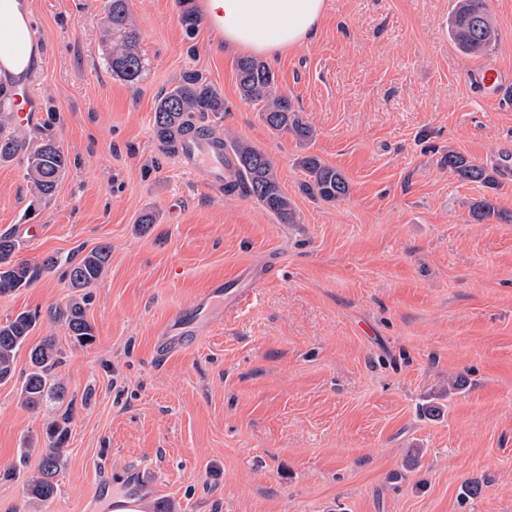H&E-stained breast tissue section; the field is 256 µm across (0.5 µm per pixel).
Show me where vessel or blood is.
<instances>
[{"label": "vessel or blood", "mask_w": 512, "mask_h": 512, "mask_svg": "<svg viewBox=\"0 0 512 512\" xmlns=\"http://www.w3.org/2000/svg\"><path fill=\"white\" fill-rule=\"evenodd\" d=\"M7 30V35H0V71H8L10 75L6 84L5 102L12 111L18 112L25 119L42 109L41 101L33 90L37 70L27 67L25 54L26 48L36 43L38 36L34 24L31 23L23 28L11 24ZM477 83L482 89L499 93L512 85V75L499 68L487 66L479 71ZM180 156L186 170L203 171L212 185L223 184L224 169L231 155L225 152L222 144L209 138H190L182 142ZM250 294V289L240 288L228 298L224 295L223 282L212 283L196 296L191 307L176 312L158 329L154 346L157 357L168 358L189 345L199 314L213 313L215 322H222V315L216 312L217 304L227 298L237 304Z\"/></svg>", "instance_id": "obj_1"}]
</instances>
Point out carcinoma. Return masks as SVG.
I'll return each instance as SVG.
<instances>
[{"mask_svg": "<svg viewBox=\"0 0 512 512\" xmlns=\"http://www.w3.org/2000/svg\"><path fill=\"white\" fill-rule=\"evenodd\" d=\"M179 21L188 34L201 24L195 0H178ZM104 29L108 40L107 65L112 75L127 82L138 80L143 70L139 52V33L130 17L129 0H107ZM450 39L466 55H480L497 40V31L490 20L486 0H457L448 19ZM237 84L240 97L261 104V118L276 134L289 133L300 144L311 141L314 130L304 122L288 94L278 90L276 77L270 67L252 57L237 61ZM224 112V97L196 72L186 71L178 83L157 97L154 105L153 135L160 147L176 152L180 138L191 132L206 130L200 124L205 115ZM13 115L0 106V163L12 160L20 152L27 153V176L39 197L53 195L67 167V158L50 132L43 133L40 142L31 141L16 133ZM233 161L227 166L224 192L249 197L273 214L282 224H295L298 214L294 204L280 186L273 161L259 148L243 140H231ZM308 180L303 190L325 202H335L349 194V182L344 173L325 163L314 154L298 159ZM448 170L461 180L487 182L486 169L450 150L445 158ZM472 215L482 221L496 217L512 221V215L498 210L494 204L481 200L472 205ZM16 240L9 233L0 234V295L26 288L46 270L58 264L54 257L40 264L15 259ZM110 257V248L101 245L92 249L76 263L66 267V276L73 288H91L103 276ZM65 323L70 336L84 343L93 340V327L86 317L85 305L75 301L66 311ZM36 324V315L20 312L0 323V383L12 378L17 351L26 342ZM60 352L52 339L47 338L30 350L31 370L21 386L22 402L38 406L59 387L51 378L52 370L60 363ZM48 441L38 475L27 479L29 496L47 502L53 498L52 478L63 465L61 447L68 435L66 427L52 424L46 428Z\"/></svg>", "mask_w": 512, "mask_h": 512, "instance_id": "1", "label": "carcinoma"}]
</instances>
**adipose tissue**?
<instances>
[{
  "label": "adipose tissue",
  "instance_id": "adipose-tissue-1",
  "mask_svg": "<svg viewBox=\"0 0 512 512\" xmlns=\"http://www.w3.org/2000/svg\"><path fill=\"white\" fill-rule=\"evenodd\" d=\"M226 48L273 60L315 34L325 0H200Z\"/></svg>",
  "mask_w": 512,
  "mask_h": 512
}]
</instances>
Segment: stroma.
<instances>
[{
    "instance_id": "35a3bbf8",
    "label": "stroma",
    "mask_w": 512,
    "mask_h": 512,
    "mask_svg": "<svg viewBox=\"0 0 512 512\" xmlns=\"http://www.w3.org/2000/svg\"><path fill=\"white\" fill-rule=\"evenodd\" d=\"M456 0H326L304 44L271 61L280 90L316 131L307 146L272 132L241 99L235 64L208 24L187 38L176 0H129L138 83L105 63V0H27L47 62L42 112L70 163L51 199L27 156L0 163V233L18 259L66 260L108 245L89 292L92 342L63 314L83 293L62 269L0 295V323H37L0 384V512H109L138 486L145 512H512V223L479 221L489 199L512 213V182L458 179L454 150L497 172L512 149V87L486 104L471 76L512 71V0H486L498 40L462 54L445 22ZM224 97L215 136L274 162L300 215L280 223L250 198L211 188L153 137L155 99L184 70ZM312 153L346 175L327 203L301 190ZM156 224L144 228L140 214ZM263 275L223 323L157 360V330L212 281ZM53 339L62 399L26 408L29 349ZM464 387L442 395L449 378ZM442 403L433 419L425 405ZM69 416L65 464L43 503L24 491L47 423ZM478 482L477 496L463 498Z\"/></svg>"
}]
</instances>
